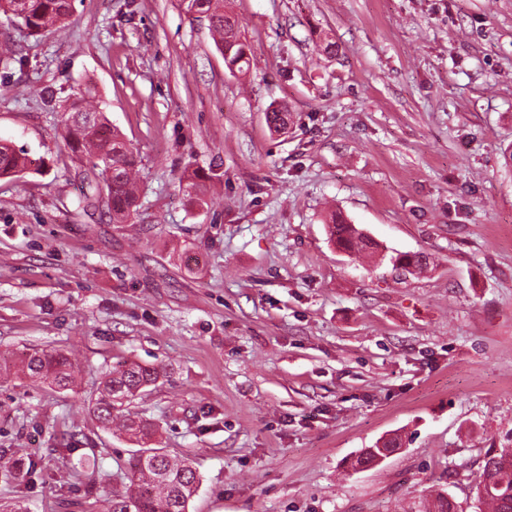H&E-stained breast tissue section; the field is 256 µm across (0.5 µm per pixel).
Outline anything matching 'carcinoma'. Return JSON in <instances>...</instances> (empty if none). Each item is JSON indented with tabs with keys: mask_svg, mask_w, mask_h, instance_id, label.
<instances>
[{
	"mask_svg": "<svg viewBox=\"0 0 512 512\" xmlns=\"http://www.w3.org/2000/svg\"><path fill=\"white\" fill-rule=\"evenodd\" d=\"M185 11L208 21L218 50L229 69H240L248 60L249 45L243 39L236 17L224 11V0H183ZM73 10L72 0H0V14L16 22L31 34L64 30ZM94 89L87 85L64 109L62 138L71 153L89 165L95 179L90 192L79 200L86 211L106 204L114 224H131L139 211L137 156L120 131L107 121L94 103ZM27 169L24 153L0 142V178L16 177ZM184 192L201 200L202 185L196 173L180 179ZM330 240L349 256L374 253L378 244L354 224L334 212L328 225ZM34 384H47L59 390L77 386V371L71 358L61 350L41 349L24 359ZM163 371L130 361L106 373L99 395L90 410L102 426L116 430L140 446L129 462L127 483L112 494L110 512H188L190 500L199 484V475L190 458L171 459L162 448L152 447L158 426L152 418L133 416L126 407L142 398L157 385ZM400 447L393 437L375 451L366 450L359 463H376V452H393ZM477 509L512 512V448H501L487 455L474 479ZM418 512H457L455 502L441 492H430L421 501Z\"/></svg>",
	"mask_w": 512,
	"mask_h": 512,
	"instance_id": "obj_1",
	"label": "carcinoma"
}]
</instances>
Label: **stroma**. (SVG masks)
I'll list each match as a JSON object with an SVG mask.
<instances>
[{
	"instance_id": "35a3bbf8",
	"label": "stroma",
	"mask_w": 512,
	"mask_h": 512,
	"mask_svg": "<svg viewBox=\"0 0 512 512\" xmlns=\"http://www.w3.org/2000/svg\"><path fill=\"white\" fill-rule=\"evenodd\" d=\"M224 9L240 71L182 0H75L63 36L0 16L19 55L0 84L21 91L0 95V138L28 157L0 178V497L106 512L136 447L88 401L136 361L167 372L129 410L194 459L189 512H414L431 489L476 512L486 452L512 448V0ZM88 84L138 152L136 223L77 208L62 108ZM194 171L201 203L179 187ZM333 209L378 253L339 251ZM43 347L75 356V389L21 371Z\"/></svg>"
}]
</instances>
